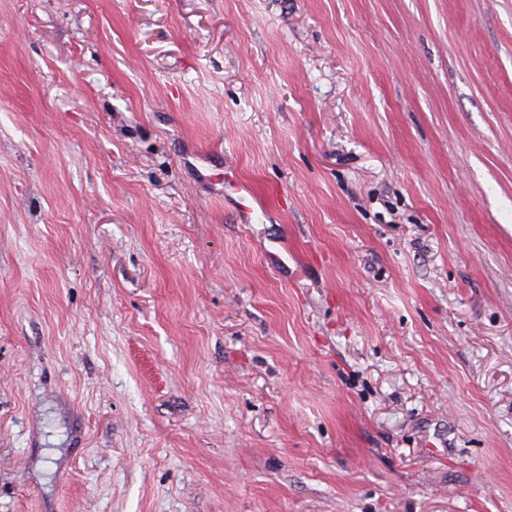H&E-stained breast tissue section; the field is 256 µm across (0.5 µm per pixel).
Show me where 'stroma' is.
I'll return each mask as SVG.
<instances>
[{
  "mask_svg": "<svg viewBox=\"0 0 512 512\" xmlns=\"http://www.w3.org/2000/svg\"><path fill=\"white\" fill-rule=\"evenodd\" d=\"M0 512H512V0H0Z\"/></svg>",
  "mask_w": 512,
  "mask_h": 512,
  "instance_id": "1",
  "label": "stroma"
}]
</instances>
